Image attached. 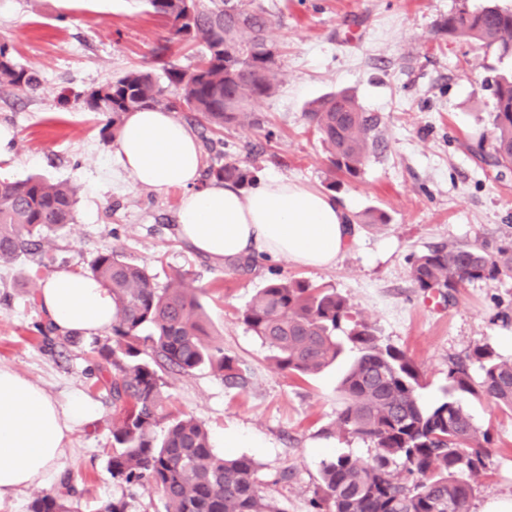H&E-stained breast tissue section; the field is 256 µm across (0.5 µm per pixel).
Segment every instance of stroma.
Returning <instances> with one entry per match:
<instances>
[{
	"mask_svg": "<svg viewBox=\"0 0 512 512\" xmlns=\"http://www.w3.org/2000/svg\"><path fill=\"white\" fill-rule=\"evenodd\" d=\"M260 2L274 19L269 37L280 48L279 88L252 102L248 121L225 125V157L257 167L259 178H287L322 191L329 163L307 123L309 103L347 90L378 120V144L361 177L334 193L356 226L352 244L330 268L271 259L246 272L213 266L177 234L180 189L157 193L105 183L115 159L83 92L132 69H156L160 57L183 67L195 62V49L166 42V23L146 0L0 5V39L9 40L41 80L36 91L0 96V125L16 131L10 154L0 157V176L39 174L79 189L76 222L54 233L50 267L26 254L0 263V366L20 371L57 399L79 392L99 407L94 426L73 435L52 485L25 489L1 502L0 512H30L39 495L67 486L75 512H98L112 499L124 500L127 512H165L160 493L121 483L110 472L114 407L96 353L107 335L50 345L36 330L45 321L41 280L54 268L86 273L102 248L144 266L158 289L184 274L211 341L249 367L251 382L242 390L225 386L207 367L166 376L169 410L203 423L220 453L225 436L254 435L242 452L259 463L265 493L286 512H310L324 460L340 454L368 460L374 445L336 426L339 382L355 351L318 375L287 376L242 322V311L271 278H301L345 296L383 343L420 366L425 404L443 396L449 363L476 348L512 359L506 345L512 275L466 283L449 302L415 288L409 276L413 255L435 247L512 250V171L497 174L473 152L478 141L492 139L494 98L487 81L511 73L512 59L437 32L452 12L478 9L487 0ZM370 209L384 212L387 223H362ZM459 401L474 424L491 433L492 451L470 502V512H482L488 501H512V412L485 397L465 394ZM285 469L292 480L274 484Z\"/></svg>",
	"mask_w": 512,
	"mask_h": 512,
	"instance_id": "stroma-1",
	"label": "stroma"
}]
</instances>
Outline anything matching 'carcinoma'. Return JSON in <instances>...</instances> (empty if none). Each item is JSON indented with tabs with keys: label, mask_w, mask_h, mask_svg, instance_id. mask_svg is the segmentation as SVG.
I'll return each mask as SVG.
<instances>
[{
	"label": "carcinoma",
	"mask_w": 512,
	"mask_h": 512,
	"mask_svg": "<svg viewBox=\"0 0 512 512\" xmlns=\"http://www.w3.org/2000/svg\"><path fill=\"white\" fill-rule=\"evenodd\" d=\"M168 27L167 40L200 48L196 63L131 70L84 94L88 108L106 116L105 143L120 130L124 114L161 108L190 112L205 130L249 119V106L269 96L277 80L276 44L268 39L269 13L257 0H146ZM440 32L512 55V9L496 4L460 9ZM40 85L38 74L20 63L14 47L0 40V91L26 93ZM494 145L486 164L512 170V74L495 80ZM328 153L331 172L357 179L376 146L377 119L355 96L339 91L306 111ZM208 152L203 177L242 188L257 182V168L224 160L214 139L202 136ZM77 188L42 176L0 179V260L27 253L41 259L53 249L50 233L75 221ZM512 273V251L490 254L476 247L435 248L413 258L409 274L425 293L452 299L474 280L496 281ZM88 275L112 291L116 314L112 344L97 350L112 364L109 390L112 421V478L159 490L165 512H286L264 494L259 465L246 455L224 457L195 418L166 412L167 373L189 374L209 367L224 385L244 389L248 369L206 339L200 306L178 273L163 290L146 268L114 249L96 253ZM247 329L266 347L268 359L286 375L308 377L333 364L350 345L357 357L344 373L340 391L342 430L372 441L375 454L363 462L339 455L322 463L314 490V512H470L475 484L489 455L488 431L477 427L456 400L426 407L419 401L423 374L405 351L381 343L372 325L352 311L334 288L276 276L242 312ZM474 379L469 364L448 366V392L479 395L512 411V362L477 348ZM167 426L162 438L155 429ZM30 512H71L64 494L35 499Z\"/></svg>",
	"instance_id": "carcinoma-1"
}]
</instances>
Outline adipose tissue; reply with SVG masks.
I'll list each match as a JSON object with an SVG mask.
<instances>
[{"label": "adipose tissue", "instance_id": "1", "mask_svg": "<svg viewBox=\"0 0 512 512\" xmlns=\"http://www.w3.org/2000/svg\"><path fill=\"white\" fill-rule=\"evenodd\" d=\"M118 178L163 193L184 188L179 237L214 265L250 252L310 268L335 264L353 240L350 218L323 192L281 177L244 190L201 184V147L193 130L158 108L126 113L113 143ZM39 301L59 334L100 335L116 312L108 288L68 268L42 283ZM97 420L80 394L54 398L43 386L0 366V502L56 477L73 433Z\"/></svg>", "mask_w": 512, "mask_h": 512}]
</instances>
